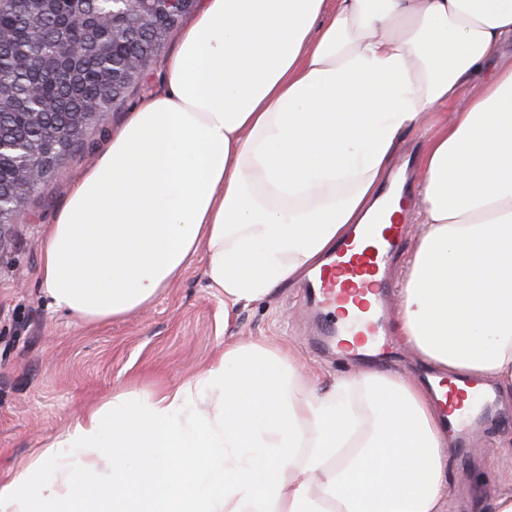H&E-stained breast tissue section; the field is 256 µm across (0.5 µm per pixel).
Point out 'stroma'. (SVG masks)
Masks as SVG:
<instances>
[{"label":"stroma","mask_w":512,"mask_h":512,"mask_svg":"<svg viewBox=\"0 0 512 512\" xmlns=\"http://www.w3.org/2000/svg\"><path fill=\"white\" fill-rule=\"evenodd\" d=\"M163 82V67L153 61L0 240V482L28 466L80 413L121 392L163 395L201 373L230 343H278L299 355L323 386L362 367L313 348L299 288L225 314L223 297L205 282L200 256L152 303L121 319L88 324L48 308L40 247L50 224L112 131ZM497 413L466 425L465 453L450 449L447 512H471L476 495L493 496L499 483L512 481V455L498 447L512 428L497 423L501 416L512 419V399H498Z\"/></svg>","instance_id":"1"}]
</instances>
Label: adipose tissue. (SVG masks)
I'll list each match as a JSON object with an SVG mask.
<instances>
[{
    "label": "adipose tissue",
    "instance_id": "obj_1",
    "mask_svg": "<svg viewBox=\"0 0 512 512\" xmlns=\"http://www.w3.org/2000/svg\"><path fill=\"white\" fill-rule=\"evenodd\" d=\"M512 0H205L41 248L49 306L86 323L150 303L204 256L225 309L277 294L378 203L400 135L420 234L399 339L512 397ZM431 393L366 369L318 388L268 341L161 397L89 411L0 482V512H446ZM448 114V108H440L438 112L430 113L429 118L424 122L423 125L420 126L419 129L416 131L411 130L405 133L402 137V141L396 151L391 169L398 163L403 162L405 159L411 156L414 187L416 185V181L414 178L415 167L413 164V158L417 153L420 143L425 135L434 132L436 130L437 124L444 121Z\"/></svg>",
    "mask_w": 512,
    "mask_h": 512
}]
</instances>
